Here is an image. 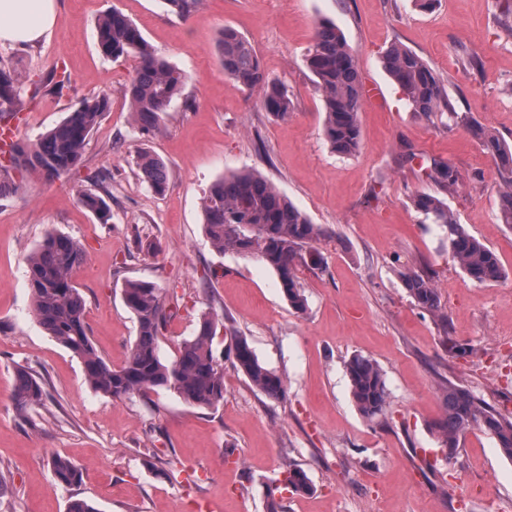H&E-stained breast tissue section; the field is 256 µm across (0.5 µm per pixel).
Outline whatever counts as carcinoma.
Instances as JSON below:
<instances>
[{"mask_svg":"<svg viewBox=\"0 0 512 512\" xmlns=\"http://www.w3.org/2000/svg\"><path fill=\"white\" fill-rule=\"evenodd\" d=\"M203 0H166L170 10L181 18L194 15ZM98 45L112 59L133 56L135 69L125 85L132 124L144 135L160 131L161 115L181 94L186 77L166 58L160 56L144 38L136 24L123 12L112 10L99 18ZM216 49L224 74L246 88L264 89V106L271 115L286 119L293 102L281 85L265 76L255 48L249 39L232 27L221 32ZM384 65L399 85L411 110L421 117L435 112L448 113V122L470 129L484 150L495 159L500 177L502 222L512 226V148L486 133L484 127L466 113H460L448 99L428 63L417 53L399 45L385 52ZM314 77V86L324 107V136L331 149L351 155L360 145L359 113L364 88L355 54L340 30L331 21L315 27L306 58ZM65 81L50 74L44 81L26 90L15 72L0 66V118L16 120L42 90L60 94ZM109 107L102 95L82 101L54 128L30 145L15 144L8 162H0V190L15 185L23 173H36L53 182L70 172L81 161L87 138ZM142 179L150 190L164 194L170 188L165 163L144 151L138 157ZM423 175L453 191L460 176L455 167L431 157L421 167ZM90 180L103 194L80 192L77 202L100 216L106 214L104 196L110 195L107 176L95 172ZM413 207L424 221L440 224L448 231V248L460 269L473 281L483 284L502 278L496 254L457 223L440 198L420 193L412 198ZM205 232L218 251L232 250L254 254L279 277L291 308L297 313L307 309V299L295 270L304 260L303 249L323 235L322 228L293 205L274 185L255 171L233 172L212 184L203 199ZM84 259L80 244L55 232L48 233L26 259L33 311L43 328L83 364L86 380L98 392L114 398L143 393L157 387L177 392L198 407H215L224 400V367L215 358L212 341L222 319L214 312L201 315L196 336L180 348L171 362L159 354V340L166 329L168 314L155 285L128 280L123 301L137 321V336L124 364L112 367L96 349L85 322V301L74 275ZM402 281L416 307L439 320H445L440 299L429 276L412 269L400 271ZM234 365L250 383L274 399L285 393L284 380L259 361L247 340L231 337ZM353 401L360 414L373 420L384 414L387 387L384 374L371 359L353 356L347 363ZM47 398L44 381L29 370L16 371L13 401L16 409L27 410L43 404ZM444 415L433 424L447 458L457 452L462 438L478 427L495 439L502 454L512 460V418L498 413L472 391L450 381L443 386ZM57 482L72 486L81 480V471L68 459L56 454L49 460ZM285 485L295 493L311 491L304 470L290 467Z\"/></svg>","mask_w":512,"mask_h":512,"instance_id":"carcinoma-1","label":"carcinoma"}]
</instances>
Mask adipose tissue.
Masks as SVG:
<instances>
[{
    "label": "adipose tissue",
    "mask_w": 512,
    "mask_h": 512,
    "mask_svg": "<svg viewBox=\"0 0 512 512\" xmlns=\"http://www.w3.org/2000/svg\"><path fill=\"white\" fill-rule=\"evenodd\" d=\"M55 22V0H0V44L38 41Z\"/></svg>",
    "instance_id": "obj_1"
}]
</instances>
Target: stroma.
<instances>
[{"instance_id":"35a3bbf8","label":"stroma","mask_w":512,"mask_h":512,"mask_svg":"<svg viewBox=\"0 0 512 512\" xmlns=\"http://www.w3.org/2000/svg\"><path fill=\"white\" fill-rule=\"evenodd\" d=\"M502 0H205L190 19L165 0H56L54 28L33 45H0V63L24 85L49 73L62 94L39 96L18 141L33 143L81 101L108 95L109 110L66 177L46 184L28 173L0 196V512H66L80 498L97 512H265V493L291 467L311 492H282L284 512H512V461L494 439L471 429L446 459L432 425L443 414L442 387L454 381L512 416V227L502 224L499 174L479 141L447 118L419 117L384 68L398 43L423 57L458 111L512 146V35L497 18ZM117 9L187 83L144 136L129 121L124 86L134 58L104 56L97 22ZM329 20L354 50L364 88L376 99L360 112L361 145L333 152L306 56L316 24ZM253 44L265 75L281 83L294 110L279 120L263 90L227 77L215 44L224 27ZM480 59L472 68L470 58ZM411 145L416 160H405ZM164 161L171 188L153 193L137 167L141 152ZM449 161L461 184L450 192L426 179L420 155ZM110 176L109 219L77 202L90 175ZM270 179L324 234L296 274L308 308L285 300L276 273L259 258L220 252L204 232L202 199L230 171ZM441 198L459 224L491 248L501 280L480 284L453 260L444 227L424 223L411 200ZM77 240L85 260L75 281L98 352L123 365L137 334L126 308L127 280L178 293L159 342L175 358L202 313L223 315L213 353L224 366V400L213 408L157 388L112 398L87 382L80 359L33 314L26 258L45 235ZM410 267L432 277L447 322L416 307L399 276ZM282 375L272 399L234 366L232 336ZM466 344L470 354L458 355ZM374 361L388 390L385 415L364 419L346 364ZM44 378L43 405L19 413L17 368ZM67 457L81 483L55 481L49 458Z\"/></svg>"}]
</instances>
